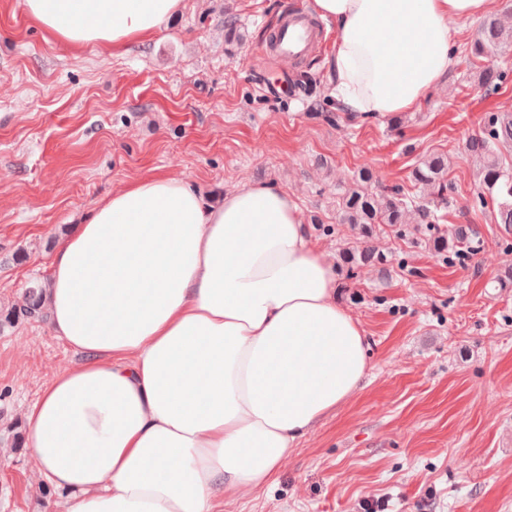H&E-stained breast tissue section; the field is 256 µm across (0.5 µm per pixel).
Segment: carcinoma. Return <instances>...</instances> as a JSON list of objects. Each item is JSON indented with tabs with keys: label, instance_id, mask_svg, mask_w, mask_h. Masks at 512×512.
I'll return each mask as SVG.
<instances>
[{
	"label": "carcinoma",
	"instance_id": "cac0c4a2",
	"mask_svg": "<svg viewBox=\"0 0 512 512\" xmlns=\"http://www.w3.org/2000/svg\"><path fill=\"white\" fill-rule=\"evenodd\" d=\"M512 51V25L505 26L497 14L486 16L480 23L479 34L471 43L466 61L477 71L481 85L494 90L506 83L512 72L496 70L484 65L491 57ZM319 82V76L303 70L292 79L294 91L305 96L311 94ZM466 148L470 155L482 160L480 168L481 191L477 195L480 205L491 199L496 214V223L512 227V165L503 164V152L512 153V112H498L489 116L481 134L471 137ZM448 157L432 153L414 165L411 172L415 183L429 190L425 197H410L399 186H391L379 192L373 185L379 182L372 169L364 167L343 187L339 198L341 220L344 224L361 226L365 238H372L380 224H407L413 219L418 224H435L437 212L448 200ZM468 239V232H458L452 240L435 237L433 249L442 254L456 250L458 244ZM346 260L351 265L384 260L383 255L371 250L368 245L348 253Z\"/></svg>",
	"mask_w": 512,
	"mask_h": 512
}]
</instances>
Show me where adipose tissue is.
Segmentation results:
<instances>
[{"label": "adipose tissue", "instance_id": "1", "mask_svg": "<svg viewBox=\"0 0 512 512\" xmlns=\"http://www.w3.org/2000/svg\"><path fill=\"white\" fill-rule=\"evenodd\" d=\"M184 0H24L65 50L119 55ZM336 25V97L374 119L414 109L455 60L459 28L501 0H312ZM52 329L80 359L24 412L59 512H217L266 487L348 401L369 341L288 191L212 203L168 174L98 202L57 250Z\"/></svg>", "mask_w": 512, "mask_h": 512}]
</instances>
